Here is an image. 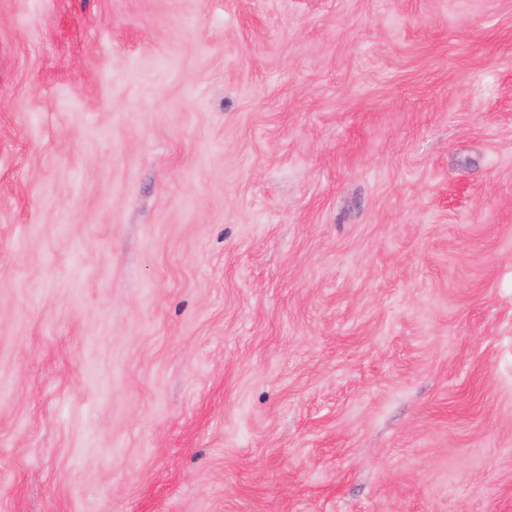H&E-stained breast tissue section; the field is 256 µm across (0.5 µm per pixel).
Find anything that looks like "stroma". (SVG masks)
Returning <instances> with one entry per match:
<instances>
[{"instance_id":"35a3bbf8","label":"stroma","mask_w":512,"mask_h":512,"mask_svg":"<svg viewBox=\"0 0 512 512\" xmlns=\"http://www.w3.org/2000/svg\"><path fill=\"white\" fill-rule=\"evenodd\" d=\"M0 512H512V0H0Z\"/></svg>"}]
</instances>
